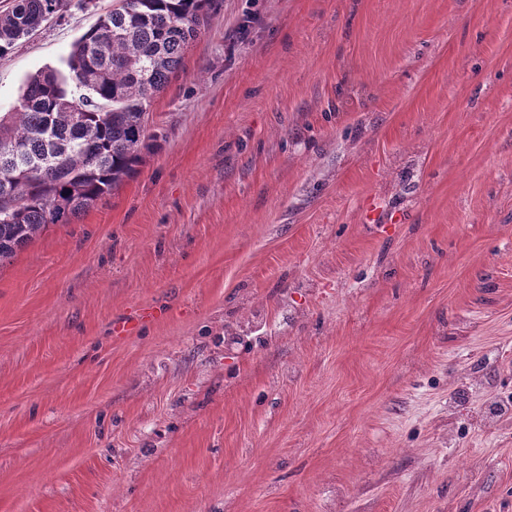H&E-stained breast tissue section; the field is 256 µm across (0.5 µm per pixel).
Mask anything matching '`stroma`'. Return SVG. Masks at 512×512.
Wrapping results in <instances>:
<instances>
[{"mask_svg": "<svg viewBox=\"0 0 512 512\" xmlns=\"http://www.w3.org/2000/svg\"><path fill=\"white\" fill-rule=\"evenodd\" d=\"M150 126L0 263V512H512V0H216Z\"/></svg>", "mask_w": 512, "mask_h": 512, "instance_id": "obj_1", "label": "stroma"}]
</instances>
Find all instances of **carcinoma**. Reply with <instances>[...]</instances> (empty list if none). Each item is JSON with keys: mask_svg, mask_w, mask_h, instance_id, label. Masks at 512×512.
<instances>
[{"mask_svg": "<svg viewBox=\"0 0 512 512\" xmlns=\"http://www.w3.org/2000/svg\"><path fill=\"white\" fill-rule=\"evenodd\" d=\"M213 0H115L75 43L68 75L33 74L0 114V262L50 224H71L135 177L154 138L149 107L202 34ZM66 0H14L0 12V54Z\"/></svg>", "mask_w": 512, "mask_h": 512, "instance_id": "cac0c4a2", "label": "carcinoma"}]
</instances>
